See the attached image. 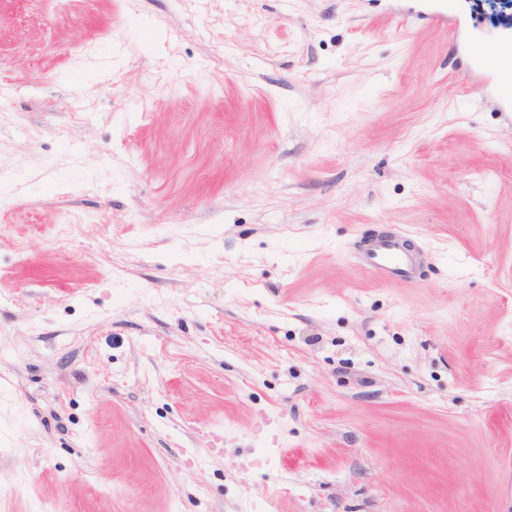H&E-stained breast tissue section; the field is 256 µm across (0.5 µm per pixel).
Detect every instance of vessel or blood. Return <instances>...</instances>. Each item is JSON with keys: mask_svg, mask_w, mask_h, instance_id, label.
<instances>
[{"mask_svg": "<svg viewBox=\"0 0 512 512\" xmlns=\"http://www.w3.org/2000/svg\"><path fill=\"white\" fill-rule=\"evenodd\" d=\"M471 53L480 73L492 77L505 101L512 102V56L503 55L493 38H478ZM357 261L384 283L415 284L427 263V255L411 249L402 232L389 229L374 234L364 248L356 250Z\"/></svg>", "mask_w": 512, "mask_h": 512, "instance_id": "1", "label": "vessel or blood"}]
</instances>
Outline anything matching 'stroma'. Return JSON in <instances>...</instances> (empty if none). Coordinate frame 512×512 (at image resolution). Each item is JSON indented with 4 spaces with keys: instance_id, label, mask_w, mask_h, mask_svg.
<instances>
[{
    "instance_id": "obj_1",
    "label": "stroma",
    "mask_w": 512,
    "mask_h": 512,
    "mask_svg": "<svg viewBox=\"0 0 512 512\" xmlns=\"http://www.w3.org/2000/svg\"><path fill=\"white\" fill-rule=\"evenodd\" d=\"M498 12L0 0V512H512ZM471 53L479 72L492 77L499 88L501 98L512 102L511 41H504L498 47L497 39L478 38L472 42ZM357 261L383 283L415 284L427 264V255L421 249L412 250L402 232L389 229L374 234L360 250Z\"/></svg>"
}]
</instances>
